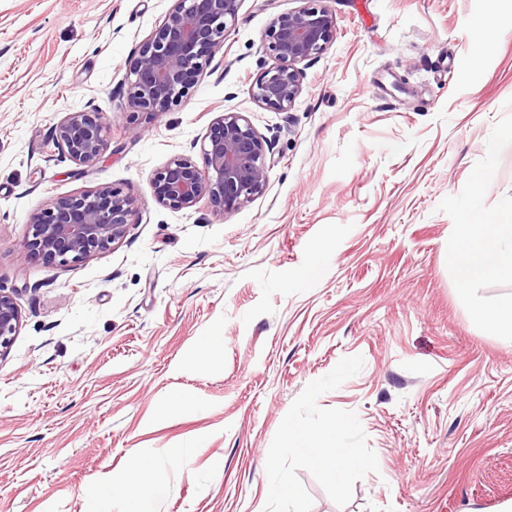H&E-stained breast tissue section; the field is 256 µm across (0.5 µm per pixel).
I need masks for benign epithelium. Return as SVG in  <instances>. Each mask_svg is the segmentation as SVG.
<instances>
[{
    "instance_id": "1",
    "label": "benign epithelium",
    "mask_w": 512,
    "mask_h": 512,
    "mask_svg": "<svg viewBox=\"0 0 512 512\" xmlns=\"http://www.w3.org/2000/svg\"><path fill=\"white\" fill-rule=\"evenodd\" d=\"M239 0H172L163 24L140 47L130 72L131 104L150 113L169 111L186 98L191 78L223 47L228 26L235 23ZM335 30V18L317 4L276 16L265 43L274 63L262 68L252 85L260 105L287 112L302 92L297 64L321 54ZM103 123L86 112H69L55 126L54 140L77 165L96 162L104 150ZM205 167L184 157L156 171L151 184L156 200L173 209L201 200L229 214L261 193L275 165L270 142L242 112H224L202 145ZM128 197L113 188L61 197L32 214L24 258L76 262L104 252L126 233ZM13 294L0 289V349H6L21 327Z\"/></svg>"
}]
</instances>
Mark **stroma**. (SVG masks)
<instances>
[{
    "label": "stroma",
    "mask_w": 512,
    "mask_h": 512,
    "mask_svg": "<svg viewBox=\"0 0 512 512\" xmlns=\"http://www.w3.org/2000/svg\"><path fill=\"white\" fill-rule=\"evenodd\" d=\"M171 4L0 0V289L22 314L0 353V512H121L101 478L135 453L159 469L142 512H264L284 416L356 355L318 404L356 413L378 469L342 508L299 471L311 512H512V341L482 320L512 280L461 294L453 252L472 207L512 202V0H323L336 30L287 112L251 86L302 2L241 0L187 99L146 114L129 76ZM85 110L105 147L80 166L53 131ZM224 112L271 144L263 193L227 215L159 204L153 174L203 165ZM104 187L132 208L110 250L22 260L34 212ZM214 332L222 366L189 365Z\"/></svg>",
    "instance_id": "35a3bbf8"
}]
</instances>
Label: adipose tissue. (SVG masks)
Wrapping results in <instances>:
<instances>
[{
  "label": "adipose tissue",
  "instance_id": "ef3b65f1",
  "mask_svg": "<svg viewBox=\"0 0 512 512\" xmlns=\"http://www.w3.org/2000/svg\"><path fill=\"white\" fill-rule=\"evenodd\" d=\"M457 282L461 289L490 278L512 279V205L494 220L473 213L456 229ZM156 479L154 464L133 456L124 467L112 470L101 483L103 493L123 500L124 512H140L139 503Z\"/></svg>",
  "mask_w": 512,
  "mask_h": 512
}]
</instances>
